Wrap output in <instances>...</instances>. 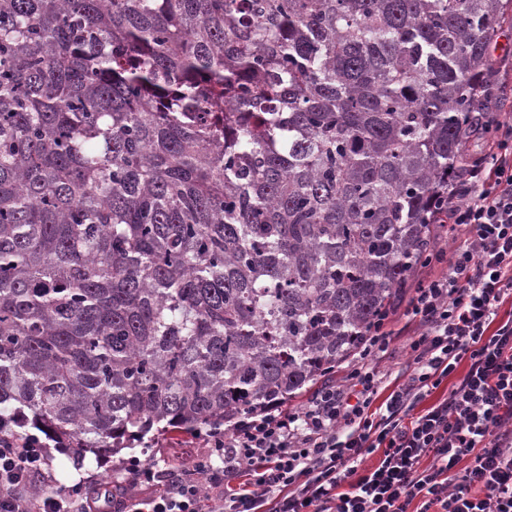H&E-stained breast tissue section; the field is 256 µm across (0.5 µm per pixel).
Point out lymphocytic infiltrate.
<instances>
[{
  "label": "lymphocytic infiltrate",
  "instance_id": "lymphocytic-infiltrate-1",
  "mask_svg": "<svg viewBox=\"0 0 512 512\" xmlns=\"http://www.w3.org/2000/svg\"><path fill=\"white\" fill-rule=\"evenodd\" d=\"M478 122L488 136L463 187L435 203L451 247L432 257L448 268L411 293L421 331L398 390L380 398L367 363L396 338L380 325L343 383L210 432L189 464L129 458L127 491L100 497L91 481L50 490L47 444L4 417L0 512H512V317L499 318L512 298V117ZM144 485L153 494L135 495Z\"/></svg>",
  "mask_w": 512,
  "mask_h": 512
}]
</instances>
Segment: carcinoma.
<instances>
[{"label": "carcinoma", "instance_id": "1", "mask_svg": "<svg viewBox=\"0 0 512 512\" xmlns=\"http://www.w3.org/2000/svg\"><path fill=\"white\" fill-rule=\"evenodd\" d=\"M512 0H0V412L119 453L291 401L415 283Z\"/></svg>", "mask_w": 512, "mask_h": 512}]
</instances>
